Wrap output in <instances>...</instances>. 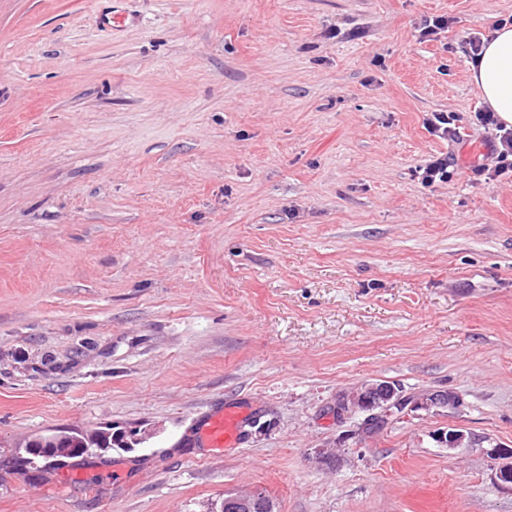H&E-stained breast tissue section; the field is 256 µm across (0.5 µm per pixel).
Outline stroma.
<instances>
[{"mask_svg": "<svg viewBox=\"0 0 512 512\" xmlns=\"http://www.w3.org/2000/svg\"><path fill=\"white\" fill-rule=\"evenodd\" d=\"M114 10L130 23L99 27ZM504 21L512 0H0V512L248 490L276 512H512L490 457L512 447V178L468 176L495 133L464 42ZM438 153L456 176L422 184ZM372 381L464 405L369 436L332 407ZM240 403L243 444L202 447ZM451 425L476 445L442 448ZM94 428L131 445L12 464ZM457 118L452 113L433 112L425 118V128L434 136L455 141L461 135L459 126L456 125Z\"/></svg>", "mask_w": 512, "mask_h": 512, "instance_id": "stroma-1", "label": "stroma"}]
</instances>
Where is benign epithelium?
Listing matches in <instances>:
<instances>
[{
  "label": "benign epithelium",
  "mask_w": 512,
  "mask_h": 512,
  "mask_svg": "<svg viewBox=\"0 0 512 512\" xmlns=\"http://www.w3.org/2000/svg\"><path fill=\"white\" fill-rule=\"evenodd\" d=\"M462 406L460 395L452 391L424 392L407 396L400 386L387 381L361 384L341 393L336 399V421L349 415L364 416L362 425L388 419L392 414L405 409L430 411L438 409L458 410ZM438 442L450 450L473 445L476 439L471 433L450 427L439 434ZM490 455L505 464L497 470L498 479L512 485V448L498 446L490 450ZM220 512H274L273 502L263 493L253 491L246 494H229L224 497Z\"/></svg>",
  "instance_id": "obj_1"
}]
</instances>
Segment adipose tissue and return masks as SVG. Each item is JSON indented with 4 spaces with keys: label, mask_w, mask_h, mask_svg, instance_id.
<instances>
[{
    "label": "adipose tissue",
    "mask_w": 512,
    "mask_h": 512,
    "mask_svg": "<svg viewBox=\"0 0 512 512\" xmlns=\"http://www.w3.org/2000/svg\"><path fill=\"white\" fill-rule=\"evenodd\" d=\"M470 75L484 103L504 125H512V25L491 32L481 55L470 63Z\"/></svg>",
    "instance_id": "1"
}]
</instances>
